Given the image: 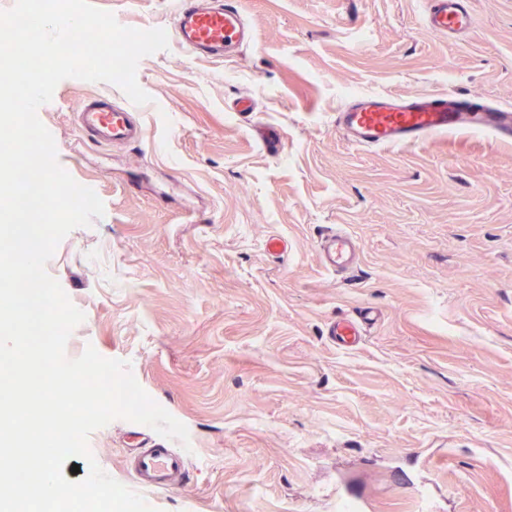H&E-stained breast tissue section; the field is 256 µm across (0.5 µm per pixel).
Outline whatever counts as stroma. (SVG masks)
<instances>
[{"label": "stroma", "mask_w": 512, "mask_h": 512, "mask_svg": "<svg viewBox=\"0 0 512 512\" xmlns=\"http://www.w3.org/2000/svg\"><path fill=\"white\" fill-rule=\"evenodd\" d=\"M469 2L471 29L444 37L426 0H238L253 43L143 57L150 103L70 78L40 106L60 165L105 207L45 266L85 315L66 356L127 362L188 429L185 485L142 493L155 512H336L340 493L361 512H512V140L368 149L335 123L377 92L512 109V0ZM91 3L125 27L173 26L168 0ZM100 95L130 106L141 142L78 131ZM336 227L359 244L340 274L317 251ZM369 308L356 346L332 343L329 323ZM134 428L88 438L127 487Z\"/></svg>", "instance_id": "1"}]
</instances>
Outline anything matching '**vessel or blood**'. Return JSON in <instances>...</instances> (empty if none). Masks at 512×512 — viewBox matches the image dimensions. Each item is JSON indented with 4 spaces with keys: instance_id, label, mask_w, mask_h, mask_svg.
Returning <instances> with one entry per match:
<instances>
[{
    "instance_id": "obj_1",
    "label": "vessel or blood",
    "mask_w": 512,
    "mask_h": 512,
    "mask_svg": "<svg viewBox=\"0 0 512 512\" xmlns=\"http://www.w3.org/2000/svg\"><path fill=\"white\" fill-rule=\"evenodd\" d=\"M169 4L174 37L194 55L221 59L254 39L236 0H169ZM427 4L424 23L432 32L454 35L470 29L468 0H427ZM77 122L82 132L104 145L135 143L142 137L129 108L100 97L87 100ZM336 126L349 143L366 148L425 144L437 135L467 130L512 138V111L470 94L420 92L395 97L369 93L340 108ZM317 247L324 267L333 271L350 266L359 245L350 234L333 230L318 240ZM328 334L336 345L349 348L358 342L361 327L353 320L335 321ZM187 467L185 454L168 446L140 444L132 450L131 475L143 488H175Z\"/></svg>"
}]
</instances>
